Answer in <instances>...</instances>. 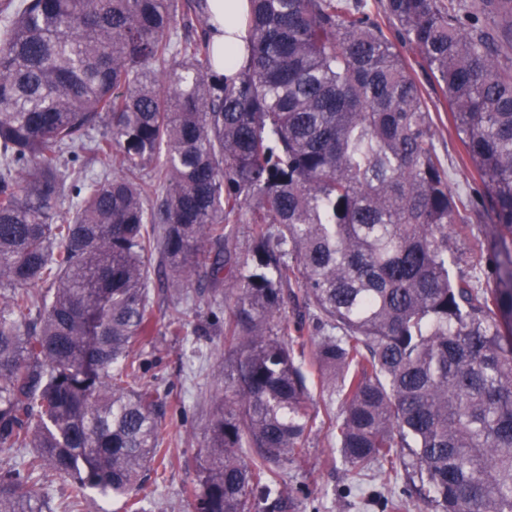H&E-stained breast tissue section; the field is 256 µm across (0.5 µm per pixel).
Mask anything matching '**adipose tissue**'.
<instances>
[{"label":"adipose tissue","instance_id":"ef3b65f1","mask_svg":"<svg viewBox=\"0 0 512 512\" xmlns=\"http://www.w3.org/2000/svg\"><path fill=\"white\" fill-rule=\"evenodd\" d=\"M212 22V46L218 59V73L234 75L246 63L248 52L243 37L248 0H209Z\"/></svg>","mask_w":512,"mask_h":512}]
</instances>
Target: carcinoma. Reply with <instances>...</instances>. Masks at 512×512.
<instances>
[{"label":"carcinoma","mask_w":512,"mask_h":512,"mask_svg":"<svg viewBox=\"0 0 512 512\" xmlns=\"http://www.w3.org/2000/svg\"><path fill=\"white\" fill-rule=\"evenodd\" d=\"M249 2L233 78L207 0L0 5V453L22 454L0 467V512H54L48 471L80 489L64 512L87 489L134 512L153 500L143 473L169 450L134 348L155 331L154 251L174 306L200 274L225 284L209 305L232 301L195 512H286L273 486L320 419L307 364L339 401L328 438L348 484L403 466L435 512H512V0ZM391 32L482 191L449 190ZM454 235L488 255V283L455 270Z\"/></svg>","instance_id":"cac0c4a2"}]
</instances>
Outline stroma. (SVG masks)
I'll use <instances>...</instances> for the list:
<instances>
[{"instance_id": "obj_1", "label": "stroma", "mask_w": 512, "mask_h": 512, "mask_svg": "<svg viewBox=\"0 0 512 512\" xmlns=\"http://www.w3.org/2000/svg\"><path fill=\"white\" fill-rule=\"evenodd\" d=\"M397 51L413 69L425 96L439 103L433 119L438 151L448 169L449 188L459 193L481 188L473 163L462 153L448 107L440 103V93L429 71L411 46H398ZM149 264L156 330L150 340L136 346L135 355L145 366V380L160 387L159 411L166 421L163 437L170 446L171 463L159 481L155 499L145 509L193 512L183 490L200 479L195 459L208 442L209 397L224 386V338L173 335L180 316L165 294V266L156 254L150 257ZM343 470L325 430L317 428L309 437L305 460L285 467L280 489L283 494L295 496V512H382L380 499L404 496L408 488L402 476L389 485H381L371 469L366 470L357 486L350 487Z\"/></svg>"}]
</instances>
